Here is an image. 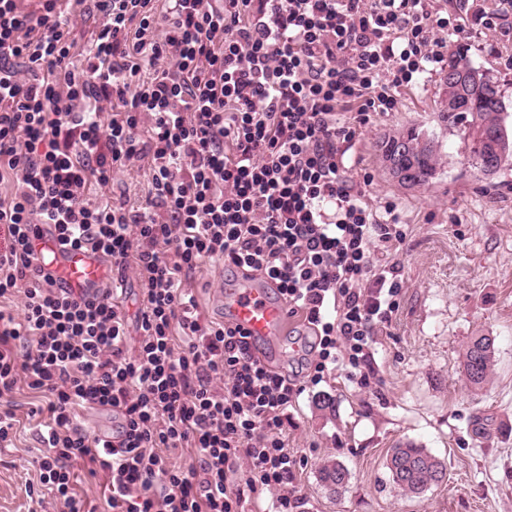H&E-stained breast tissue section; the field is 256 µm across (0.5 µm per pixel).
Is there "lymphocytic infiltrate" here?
<instances>
[{"instance_id": "f902f5d3", "label": "lymphocytic infiltrate", "mask_w": 512, "mask_h": 512, "mask_svg": "<svg viewBox=\"0 0 512 512\" xmlns=\"http://www.w3.org/2000/svg\"><path fill=\"white\" fill-rule=\"evenodd\" d=\"M39 2L0 0V181L14 182L0 196V446L22 383L41 396L29 414L43 426L42 512H98L71 487L76 459L107 477L112 512H245L251 498L295 512L288 409L305 386L205 318L188 282L206 260L272 280L313 337L310 383L341 371L365 385L400 305L407 230L393 203L364 202L345 155L373 113L394 110L395 89L447 62L439 31L463 36L471 16L506 36L512 7L168 0L160 17L153 0H105L77 66L75 14ZM141 161L140 208L84 202ZM40 224L135 274V329L117 293L75 298L34 264ZM80 408L115 412L117 433L88 437ZM171 448L192 463L172 466Z\"/></svg>"}]
</instances>
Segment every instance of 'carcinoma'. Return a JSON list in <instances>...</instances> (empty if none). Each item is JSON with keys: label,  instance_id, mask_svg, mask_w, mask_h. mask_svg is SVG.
Returning <instances> with one entry per match:
<instances>
[{"label": "carcinoma", "instance_id": "carcinoma-1", "mask_svg": "<svg viewBox=\"0 0 512 512\" xmlns=\"http://www.w3.org/2000/svg\"><path fill=\"white\" fill-rule=\"evenodd\" d=\"M448 106L441 109L439 119L448 131L459 137L469 171L480 176L484 154L472 145L479 134L501 135L507 142V154L497 161L503 169L512 160V128L506 125V105L499 85L493 78L480 90L467 86L446 91ZM380 154H401V159L413 173L414 186L430 187L440 170L439 150L434 139L415 127L382 137L378 142ZM496 362L495 337L478 335L470 338L463 352L465 380L474 390L488 382ZM387 468L393 483L406 495L421 496L433 485L446 480V464L427 449L413 443H399L390 449ZM322 484L333 492L344 489L349 480L348 470L337 461H327L318 470Z\"/></svg>", "mask_w": 512, "mask_h": 512}]
</instances>
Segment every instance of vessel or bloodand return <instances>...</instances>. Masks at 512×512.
<instances>
[{
    "instance_id": "1",
    "label": "vessel or blood",
    "mask_w": 512,
    "mask_h": 512,
    "mask_svg": "<svg viewBox=\"0 0 512 512\" xmlns=\"http://www.w3.org/2000/svg\"><path fill=\"white\" fill-rule=\"evenodd\" d=\"M31 253L36 264L52 271L59 287L74 295L92 298L112 281L111 265L100 254L61 248L49 225L33 234ZM225 305L233 325L240 327L254 343L264 342L287 328L288 307L271 288L247 286L225 292Z\"/></svg>"
}]
</instances>
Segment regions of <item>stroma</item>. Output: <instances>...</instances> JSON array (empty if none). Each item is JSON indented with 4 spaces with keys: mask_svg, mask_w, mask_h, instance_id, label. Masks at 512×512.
<instances>
[{
    "mask_svg": "<svg viewBox=\"0 0 512 512\" xmlns=\"http://www.w3.org/2000/svg\"><path fill=\"white\" fill-rule=\"evenodd\" d=\"M468 30L467 39L449 40V52H463L489 70L512 104V37L473 22ZM441 78V68L431 66L398 88L395 111L374 114L345 155L354 180L371 179L366 201H391L409 226L398 257L403 289L390 333L374 347L368 387L331 378L307 386L289 410L288 449L301 461L297 512H512V170L503 171L493 193L466 173L459 139L438 118ZM413 125L439 145L441 174L428 189L395 182L377 148L383 135ZM241 280L222 262H207L190 286L201 312L219 322L221 290ZM477 334L495 337L498 360L488 385L475 392L464 380L460 354ZM309 340L293 322L262 350L288 373ZM323 395L333 400V411L317 409ZM38 402L26 389L16 396L20 437L15 448L0 449V512H40L27 493L40 454L28 412ZM401 442L444 460L446 481L418 498L399 492L386 457ZM328 460L349 471L342 494H330L318 481Z\"/></svg>",
    "mask_w": 512,
    "mask_h": 512,
    "instance_id": "1",
    "label": "stroma"
}]
</instances>
